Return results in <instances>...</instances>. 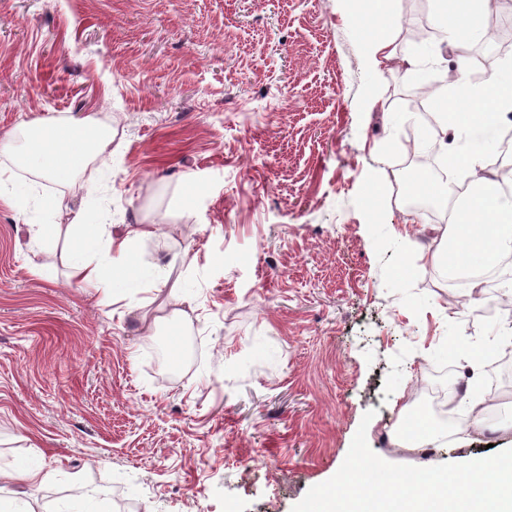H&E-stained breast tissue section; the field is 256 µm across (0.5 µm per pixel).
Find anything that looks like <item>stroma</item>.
Returning <instances> with one entry per match:
<instances>
[{"instance_id": "35a3bbf8", "label": "stroma", "mask_w": 512, "mask_h": 512, "mask_svg": "<svg viewBox=\"0 0 512 512\" xmlns=\"http://www.w3.org/2000/svg\"><path fill=\"white\" fill-rule=\"evenodd\" d=\"M438 8L397 0L396 55L374 70L352 0H0V139L111 113L112 221L157 223L104 302L69 277L65 234L34 238L59 221L58 185L0 197V512H292L369 410L391 463L512 449V383L473 424L483 372L453 441H402L433 363L462 381L460 348L495 337L428 260L459 192L430 208L397 194L438 97L512 77L491 30L450 80ZM23 468L56 476L22 484Z\"/></svg>"}]
</instances>
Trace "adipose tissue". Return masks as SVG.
I'll use <instances>...</instances> for the list:
<instances>
[{
	"label": "adipose tissue",
	"mask_w": 512,
	"mask_h": 512,
	"mask_svg": "<svg viewBox=\"0 0 512 512\" xmlns=\"http://www.w3.org/2000/svg\"><path fill=\"white\" fill-rule=\"evenodd\" d=\"M394 0H371L373 14L380 26L367 42L366 60L371 68H381L392 56V32L386 26ZM488 0H450L448 9L438 17L442 42L460 46L477 34V19L486 10ZM487 100L483 111L474 112L464 104L449 108V127L454 142L444 154L451 167H462L472 181L462 200L452 210L448 225L441 227L444 243L432 256L434 263L459 272L494 263L501 255L512 253V196H505L497 182L475 180L477 169L486 160L466 145L474 135L491 130L498 114L512 111V84L489 77L480 90ZM112 127L93 114L52 117L37 124H25L0 140V154L7 156L11 168L0 170V196L22 193L18 173L32 179H49L61 190L52 203L65 216L76 257L71 276L93 288L104 299L112 297V268L120 266L128 274L139 267L137 243L150 240L156 233L152 222L142 220L112 227L110 214L91 222L90 205L97 202L98 179L112 159ZM83 186L88 207L71 208L67 193Z\"/></svg>",
	"instance_id": "1"
}]
</instances>
